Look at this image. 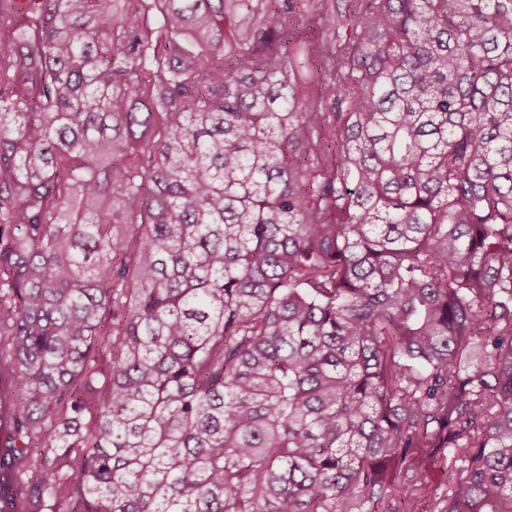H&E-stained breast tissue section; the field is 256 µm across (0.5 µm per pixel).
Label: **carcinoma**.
I'll return each mask as SVG.
<instances>
[{
    "instance_id": "cac0c4a2",
    "label": "carcinoma",
    "mask_w": 512,
    "mask_h": 512,
    "mask_svg": "<svg viewBox=\"0 0 512 512\" xmlns=\"http://www.w3.org/2000/svg\"><path fill=\"white\" fill-rule=\"evenodd\" d=\"M0 0V512H512V0Z\"/></svg>"
}]
</instances>
